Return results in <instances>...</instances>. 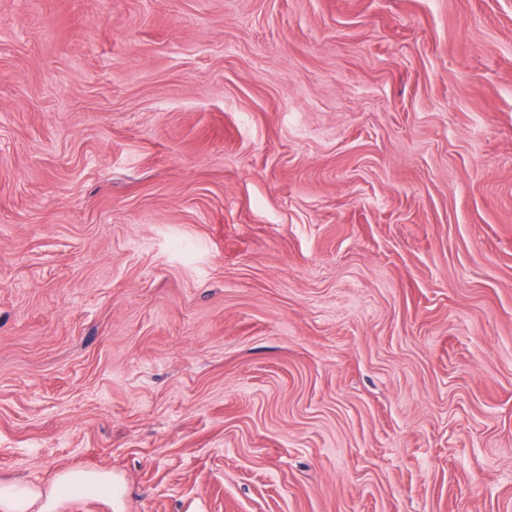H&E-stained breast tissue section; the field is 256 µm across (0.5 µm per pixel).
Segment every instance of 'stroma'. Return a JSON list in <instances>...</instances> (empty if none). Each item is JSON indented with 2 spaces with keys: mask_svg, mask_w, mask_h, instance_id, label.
<instances>
[{
  "mask_svg": "<svg viewBox=\"0 0 512 512\" xmlns=\"http://www.w3.org/2000/svg\"><path fill=\"white\" fill-rule=\"evenodd\" d=\"M62 512H512V0H0V480ZM118 494L121 487L112 472L69 468L58 472L48 485L23 479L0 481V511L59 512L66 500L97 496L112 504Z\"/></svg>",
  "mask_w": 512,
  "mask_h": 512,
  "instance_id": "35a3bbf8",
  "label": "stroma"
}]
</instances>
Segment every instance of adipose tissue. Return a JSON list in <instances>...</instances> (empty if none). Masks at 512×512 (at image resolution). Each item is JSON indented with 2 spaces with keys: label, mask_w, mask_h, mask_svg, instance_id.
I'll return each mask as SVG.
<instances>
[{
  "label": "adipose tissue",
  "mask_w": 512,
  "mask_h": 512,
  "mask_svg": "<svg viewBox=\"0 0 512 512\" xmlns=\"http://www.w3.org/2000/svg\"><path fill=\"white\" fill-rule=\"evenodd\" d=\"M120 492L111 472L69 468L58 472L47 485L22 479L0 481V512H59L70 499L97 496L109 500Z\"/></svg>",
  "instance_id": "obj_1"
}]
</instances>
